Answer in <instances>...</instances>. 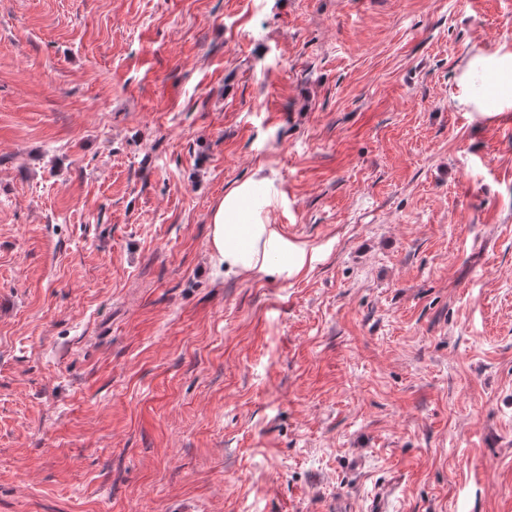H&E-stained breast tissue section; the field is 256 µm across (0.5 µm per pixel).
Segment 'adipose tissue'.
Wrapping results in <instances>:
<instances>
[{"mask_svg":"<svg viewBox=\"0 0 512 512\" xmlns=\"http://www.w3.org/2000/svg\"><path fill=\"white\" fill-rule=\"evenodd\" d=\"M459 105L491 118L512 110V52L497 49L464 58L459 67ZM257 181L243 182L229 192L210 215V256L227 277L263 272L271 254L288 257L289 275L302 272L310 257L305 248L282 239L255 206Z\"/></svg>","mask_w":512,"mask_h":512,"instance_id":"1","label":"adipose tissue"}]
</instances>
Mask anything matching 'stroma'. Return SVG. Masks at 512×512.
I'll use <instances>...</instances> for the list:
<instances>
[{
	"instance_id": "obj_1",
	"label": "stroma",
	"mask_w": 512,
	"mask_h": 512,
	"mask_svg": "<svg viewBox=\"0 0 512 512\" xmlns=\"http://www.w3.org/2000/svg\"><path fill=\"white\" fill-rule=\"evenodd\" d=\"M512 0H0V512H512ZM300 274L215 273L255 175ZM494 78L492 98L479 93V85ZM458 104L472 108L484 117L512 110V52L498 48L491 53H475L464 58L459 67Z\"/></svg>"
}]
</instances>
